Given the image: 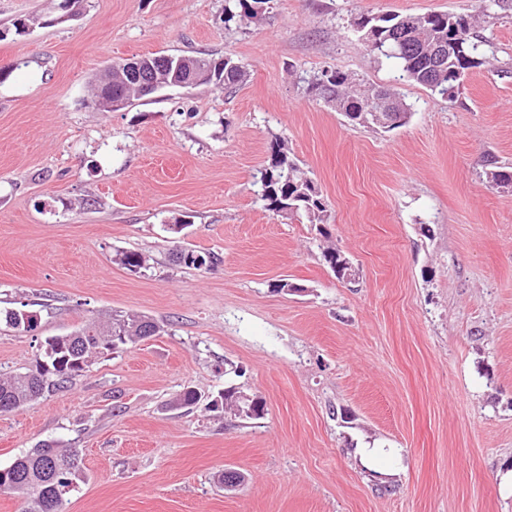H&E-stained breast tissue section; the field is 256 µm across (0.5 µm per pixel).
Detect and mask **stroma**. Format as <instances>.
<instances>
[{"label": "stroma", "mask_w": 512, "mask_h": 512, "mask_svg": "<svg viewBox=\"0 0 512 512\" xmlns=\"http://www.w3.org/2000/svg\"><path fill=\"white\" fill-rule=\"evenodd\" d=\"M61 3L0 0V312L38 317L0 322V374L92 318L163 330L0 414V466L78 449L63 512H512V187L488 178L512 166V0H270L248 28L224 0H85L67 21ZM388 11L473 18L455 99L368 50L358 19ZM201 52L243 83L90 101L112 63ZM327 69L390 88L408 122L350 125L312 88ZM278 143L326 226L265 208ZM182 247L222 262L186 267ZM129 250L145 269L116 263ZM187 387L265 413L174 408Z\"/></svg>", "instance_id": "stroma-1"}]
</instances>
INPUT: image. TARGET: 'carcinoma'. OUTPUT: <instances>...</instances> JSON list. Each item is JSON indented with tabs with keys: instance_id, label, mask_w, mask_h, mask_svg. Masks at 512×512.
Listing matches in <instances>:
<instances>
[{
	"instance_id": "obj_1",
	"label": "carcinoma",
	"mask_w": 512,
	"mask_h": 512,
	"mask_svg": "<svg viewBox=\"0 0 512 512\" xmlns=\"http://www.w3.org/2000/svg\"><path fill=\"white\" fill-rule=\"evenodd\" d=\"M269 0H224V23L259 26L266 20ZM357 26L368 30L375 45L370 51L397 62L403 77L431 92L448 96V87L460 86L468 69L476 64L471 17L452 14H391L367 17ZM201 84H222L232 89L243 82L246 72L231 58L197 57ZM325 88L320 93L339 103L338 111L352 124L362 121L374 126L372 114L380 112L371 87L358 89L348 74L336 69L322 74ZM261 197L267 210L288 208L310 224L328 223L322 195L315 182L296 160L276 144L271 159L261 171ZM116 261L130 271L145 267L146 257L137 251L117 254ZM157 334L161 325L139 314H115L106 322L90 321L81 329L44 340L43 355L25 372L0 377V413L15 411L82 376L92 358L116 353L127 345L146 339L143 329ZM84 476L83 460L75 448L45 441L10 465L0 467V494L25 486V512H62L64 498H51L52 487L75 485Z\"/></svg>"
}]
</instances>
